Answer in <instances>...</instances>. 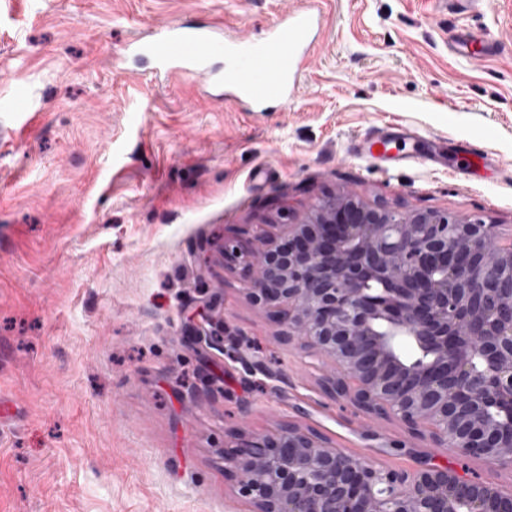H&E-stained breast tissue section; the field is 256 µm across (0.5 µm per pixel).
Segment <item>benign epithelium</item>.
I'll return each instance as SVG.
<instances>
[{
    "mask_svg": "<svg viewBox=\"0 0 512 512\" xmlns=\"http://www.w3.org/2000/svg\"><path fill=\"white\" fill-rule=\"evenodd\" d=\"M345 220L335 223L336 214ZM245 258L247 296L274 319L279 340L325 361L322 379L372 420L458 458L512 468V238L446 211L395 213L350 193L304 224L262 236ZM219 299L192 340L224 346ZM250 512H512V490L425 462L385 470L291 424L242 438L225 458Z\"/></svg>",
    "mask_w": 512,
    "mask_h": 512,
    "instance_id": "benign-epithelium-1",
    "label": "benign epithelium"
}]
</instances>
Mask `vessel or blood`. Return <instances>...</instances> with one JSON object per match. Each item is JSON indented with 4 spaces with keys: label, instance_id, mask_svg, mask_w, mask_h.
<instances>
[{
    "label": "vessel or blood",
    "instance_id": "obj_1",
    "mask_svg": "<svg viewBox=\"0 0 512 512\" xmlns=\"http://www.w3.org/2000/svg\"><path fill=\"white\" fill-rule=\"evenodd\" d=\"M321 26L317 0H299L261 39L224 36L214 23L177 24L130 42L126 50L153 58L167 78L201 85L216 81L218 101L274 102L284 110L300 93L302 66Z\"/></svg>",
    "mask_w": 512,
    "mask_h": 512
}]
</instances>
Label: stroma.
<instances>
[{"mask_svg":"<svg viewBox=\"0 0 512 512\" xmlns=\"http://www.w3.org/2000/svg\"><path fill=\"white\" fill-rule=\"evenodd\" d=\"M294 0H0V512H248L224 454L280 423L397 472L447 449L330 398L304 349L248 298L255 250L351 192L405 213L482 218L512 237V0H323L288 111L248 113L149 79L127 42L223 19L256 35ZM496 44L460 57L451 32ZM27 95L28 116L10 112ZM391 123L406 164L355 141ZM448 139L441 167L433 136ZM480 140L478 163L461 148ZM223 300V349L190 322ZM512 489V469L462 462Z\"/></svg>","mask_w":512,"mask_h":512,"instance_id":"1","label":"stroma"}]
</instances>
